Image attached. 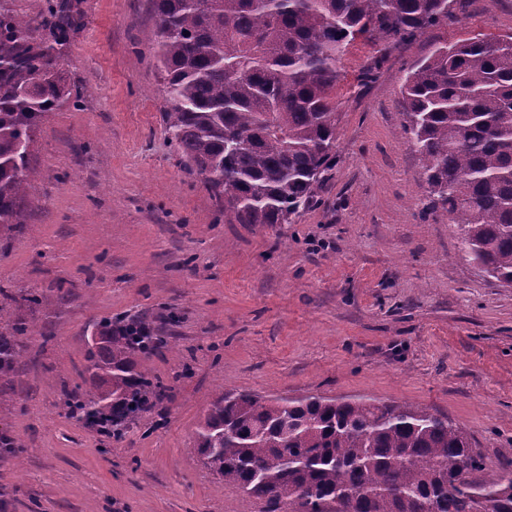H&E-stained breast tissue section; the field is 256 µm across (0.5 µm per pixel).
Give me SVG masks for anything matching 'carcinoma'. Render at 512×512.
Wrapping results in <instances>:
<instances>
[{
	"label": "carcinoma",
	"instance_id": "obj_1",
	"mask_svg": "<svg viewBox=\"0 0 512 512\" xmlns=\"http://www.w3.org/2000/svg\"><path fill=\"white\" fill-rule=\"evenodd\" d=\"M165 129L231 224H286L336 161V87L346 48L392 47L452 19L451 0H153ZM72 0L31 18L0 0V229L25 224L32 157L46 115L77 104L63 47ZM403 127L432 203L466 256L512 287V37L436 47L407 73ZM36 323L0 332L7 385ZM83 373L64 391L76 421L113 437L166 387L142 366L168 344L150 324L93 331ZM197 451L237 497L235 512H512V470L489 471L470 434L424 409L370 398L291 399L224 391Z\"/></svg>",
	"mask_w": 512,
	"mask_h": 512
}]
</instances>
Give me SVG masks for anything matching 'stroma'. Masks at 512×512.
<instances>
[{
  "mask_svg": "<svg viewBox=\"0 0 512 512\" xmlns=\"http://www.w3.org/2000/svg\"><path fill=\"white\" fill-rule=\"evenodd\" d=\"M63 64L75 106L48 113L21 231L0 232V329L34 320L0 387V512H233L195 435L218 388L366 396L448 417L487 469L512 468V288L463 252L405 138L403 80L442 44L512 37V0H454L456 21L343 57L336 162L287 224H231L162 123L152 0H73ZM50 296L32 308L26 292ZM143 319L175 346L145 360L168 387L107 439L67 416L96 324Z\"/></svg>",
  "mask_w": 512,
  "mask_h": 512,
  "instance_id": "35a3bbf8",
  "label": "stroma"
}]
</instances>
